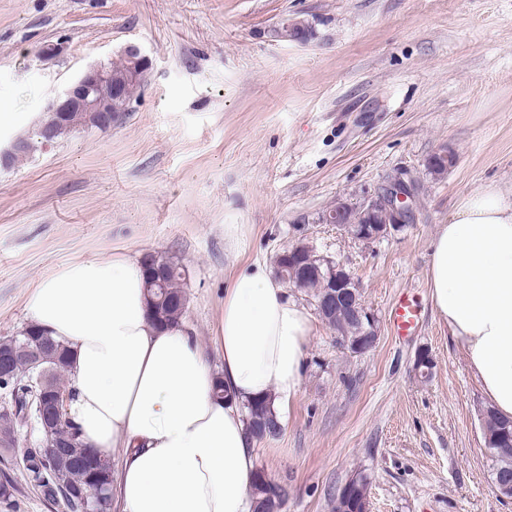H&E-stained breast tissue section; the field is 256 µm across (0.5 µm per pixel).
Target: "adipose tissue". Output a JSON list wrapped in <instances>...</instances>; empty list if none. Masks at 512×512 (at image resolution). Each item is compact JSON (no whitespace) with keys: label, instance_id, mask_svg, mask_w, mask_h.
<instances>
[{"label":"adipose tissue","instance_id":"obj_1","mask_svg":"<svg viewBox=\"0 0 512 512\" xmlns=\"http://www.w3.org/2000/svg\"><path fill=\"white\" fill-rule=\"evenodd\" d=\"M431 298L491 407L512 418V194L489 185L439 229ZM144 263L125 253L60 267L27 298L30 324L68 344L71 416L101 454L124 451L121 512H253L247 402L281 413L296 396L310 316L264 263L240 264L224 290L214 373L182 326L146 313ZM223 379L230 401L211 396Z\"/></svg>","mask_w":512,"mask_h":512}]
</instances>
